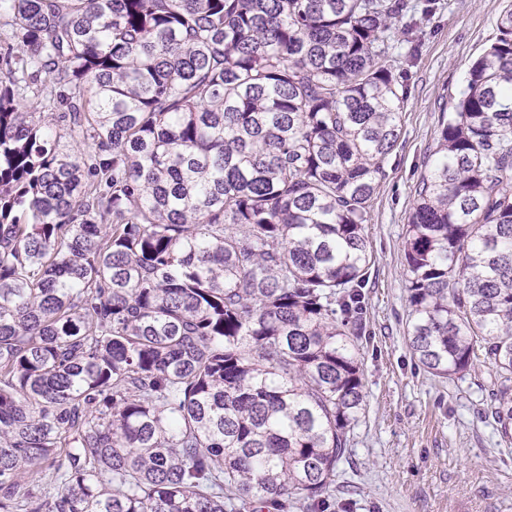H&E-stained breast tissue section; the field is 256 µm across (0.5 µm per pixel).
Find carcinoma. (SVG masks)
I'll use <instances>...</instances> for the list:
<instances>
[{"instance_id":"carcinoma-1","label":"carcinoma","mask_w":512,"mask_h":512,"mask_svg":"<svg viewBox=\"0 0 512 512\" xmlns=\"http://www.w3.org/2000/svg\"><path fill=\"white\" fill-rule=\"evenodd\" d=\"M438 8L0 0V512H334L393 54ZM498 32L415 189L406 340L440 379L483 360L509 439L512 8Z\"/></svg>"}]
</instances>
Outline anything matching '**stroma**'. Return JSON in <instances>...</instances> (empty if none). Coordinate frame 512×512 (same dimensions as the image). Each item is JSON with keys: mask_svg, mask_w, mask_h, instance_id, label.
Instances as JSON below:
<instances>
[{"mask_svg": "<svg viewBox=\"0 0 512 512\" xmlns=\"http://www.w3.org/2000/svg\"><path fill=\"white\" fill-rule=\"evenodd\" d=\"M410 68L401 138L384 163L365 234L372 259L360 315L365 412L351 432L352 461L336 481L350 512H512V442L487 411L493 373L475 364L442 380L415 360L405 338L404 235L416 185L470 64L498 35L512 0H440Z\"/></svg>", "mask_w": 512, "mask_h": 512, "instance_id": "35a3bbf8", "label": "stroma"}]
</instances>
